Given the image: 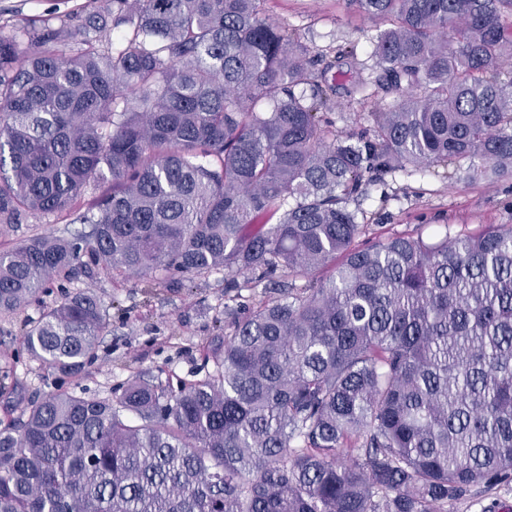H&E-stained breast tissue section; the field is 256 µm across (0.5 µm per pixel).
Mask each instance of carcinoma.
<instances>
[{
    "mask_svg": "<svg viewBox=\"0 0 512 512\" xmlns=\"http://www.w3.org/2000/svg\"><path fill=\"white\" fill-rule=\"evenodd\" d=\"M92 2L24 56L0 30V224L90 225L0 251V317L93 266L271 297L228 298L199 379L61 386L0 420V512H448L512 482V224L362 245L349 209L409 168L512 174V0H346L384 24L368 76L338 49L347 93L399 98L340 134L332 64L268 0ZM109 326L79 288L25 349L75 381Z\"/></svg>",
    "mask_w": 512,
    "mask_h": 512,
    "instance_id": "carcinoma-1",
    "label": "carcinoma"
}]
</instances>
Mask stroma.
<instances>
[{"label":"stroma","mask_w":512,"mask_h":512,"mask_svg":"<svg viewBox=\"0 0 512 512\" xmlns=\"http://www.w3.org/2000/svg\"><path fill=\"white\" fill-rule=\"evenodd\" d=\"M88 7V0H0V28L18 32L34 23H55L62 15L75 22ZM267 7L273 19L295 29L327 63L334 61L339 47L348 45L355 48L359 61H369L381 30L378 21L358 15L345 0H268ZM360 209L373 236L416 231L429 236L447 224L469 230L482 224H512V175H476L467 159L445 167L400 171L370 186ZM76 231V225L61 218L28 216L17 224L0 225V247L18 245L40 233L68 237ZM71 286L94 287L110 315L90 374L75 387L82 396H114L136 377L174 384L213 369L203 348L220 342L218 326L225 320L227 287L223 275L190 276L171 287H151L136 278L116 281L83 272ZM60 297V292H53L44 296L42 304L0 319V355L13 357L11 375L0 378L1 420L19 417L29 402L54 387L53 376L27 354L22 334L38 318L42 305ZM448 512H512V482L485 492L471 491L449 503Z\"/></svg>","instance_id":"obj_1"}]
</instances>
